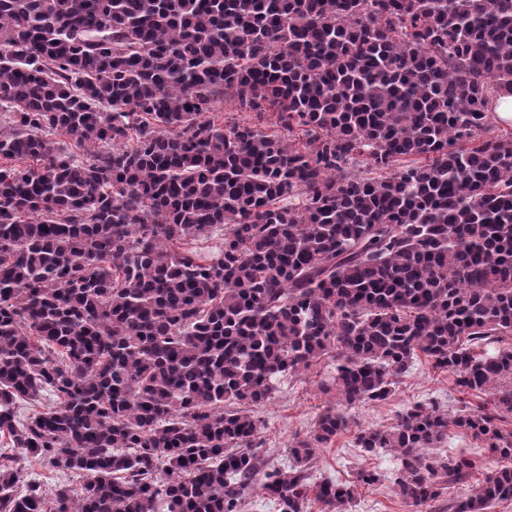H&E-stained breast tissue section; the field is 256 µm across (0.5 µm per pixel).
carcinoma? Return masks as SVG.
Listing matches in <instances>:
<instances>
[{"instance_id": "obj_1", "label": "carcinoma", "mask_w": 512, "mask_h": 512, "mask_svg": "<svg viewBox=\"0 0 512 512\" xmlns=\"http://www.w3.org/2000/svg\"><path fill=\"white\" fill-rule=\"evenodd\" d=\"M506 95L512 0H0V439L73 474L47 493L0 452V512H349L309 472L344 413L282 471L248 412L325 355L349 405L419 352L490 395L358 433L407 503L477 468L426 453L451 427L512 458ZM221 96L277 130L218 123ZM221 224L199 263L185 241ZM510 499L503 466L455 512Z\"/></svg>"}]
</instances>
